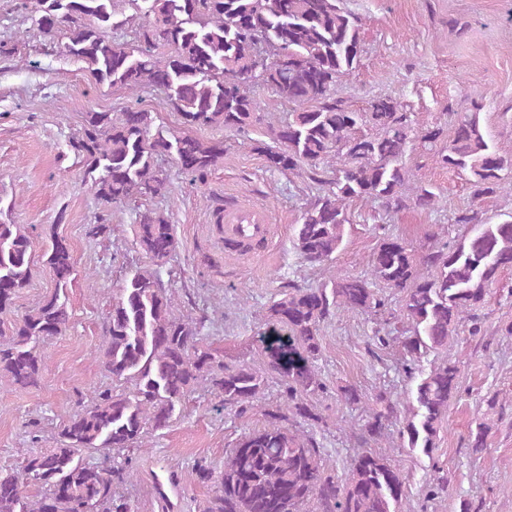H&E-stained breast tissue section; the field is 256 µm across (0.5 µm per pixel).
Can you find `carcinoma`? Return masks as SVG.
<instances>
[{"label": "carcinoma", "instance_id": "carcinoma-1", "mask_svg": "<svg viewBox=\"0 0 512 512\" xmlns=\"http://www.w3.org/2000/svg\"><path fill=\"white\" fill-rule=\"evenodd\" d=\"M133 13L115 19L114 0H36L38 29L65 30L52 52L72 57L99 84L132 93L153 87L164 93L183 132L152 130L151 113L85 112L70 151L103 206L90 237L110 232L106 212L138 198H168L167 157L203 184L224 159V142L187 133L222 125L243 131L258 121L252 90L271 88L292 105L288 122L262 143L268 168L308 180L316 195L296 225L294 247L310 264L332 259L351 223L349 202L367 198L387 209L412 203L427 208L435 194L412 184L402 157L413 132L411 113L379 98L364 110L337 97L336 85L360 62L361 19L343 0H127ZM137 24L138 44L112 40L108 30ZM370 125L376 132L363 128ZM424 147L449 169L469 175L476 195L504 188L512 157L489 144L480 105L460 116L453 136L443 128L422 131ZM455 224L479 228L463 241L432 246L416 255L399 238H387L363 275H339L316 287L291 286L268 307L259 342L265 370L246 362L228 365L202 344L204 318L175 315V298L156 273L127 274L112 298L107 344L99 359L113 388L98 391L58 433L55 445L26 457L20 468L0 467V512H135L117 486L134 476L130 452L146 434L169 426L177 406L202 383L222 397L224 408L242 416L253 409L269 381L283 388V402L264 411L266 422L241 436L215 472L204 460L192 475L210 485L200 512H403L404 479L390 458L364 452L345 477L328 474L313 438L288 427L290 418L317 421L308 397L325 384L316 363L321 325L342 310L402 324L403 355L414 363L448 348L461 329L483 335L477 308L498 271L512 266V214L485 224L474 209ZM136 248L156 263L175 252L169 214L137 212ZM34 238L25 224L0 222V313L33 277ZM54 290L38 305L0 329V380L35 387L44 369L40 345L69 327L68 297L75 271L65 241L52 238L45 253ZM403 294L399 313L386 308L376 288ZM460 369L446 361L420 372L412 392L413 417L405 426L407 447L430 455L448 403L459 389ZM396 406L377 398L361 442L383 434ZM96 453L89 463L83 454ZM34 486L39 495L24 492Z\"/></svg>", "mask_w": 512, "mask_h": 512}]
</instances>
